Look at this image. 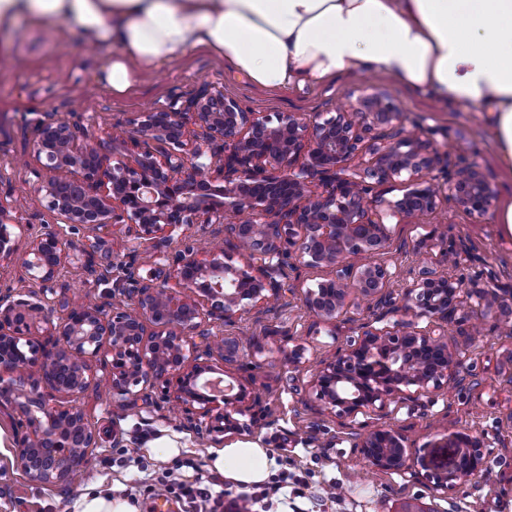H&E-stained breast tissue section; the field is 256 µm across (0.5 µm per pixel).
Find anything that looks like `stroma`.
I'll use <instances>...</instances> for the list:
<instances>
[{
	"label": "stroma",
	"mask_w": 512,
	"mask_h": 512,
	"mask_svg": "<svg viewBox=\"0 0 512 512\" xmlns=\"http://www.w3.org/2000/svg\"><path fill=\"white\" fill-rule=\"evenodd\" d=\"M110 54V49L86 46L71 25L24 21L11 36L8 53L0 55V195L27 201L26 211L7 212L0 220L59 233L66 243L71 294L89 295L106 308L129 302L128 293L118 289L126 272L162 283L176 253L202 239L221 240L223 233L216 224H191L179 228L173 241L147 242L128 225L112 224L101 232V247L87 253L91 232L62 223L34 192L32 171L38 162L33 140L40 122L80 121L88 142L108 154L113 134L130 128L141 113L205 85L223 89L272 119L290 112L326 119L363 82L348 76L301 90L269 91L238 76L224 59L196 51L153 69L115 96L94 79ZM373 84L401 109L400 120L383 128L385 138L403 131L431 134L440 151L481 166L498 195H512V175L499 168L491 130L479 113L436 107L391 80L377 78ZM386 225L391 245L384 260L392 273L393 296L411 282L420 260L441 261L448 246L457 273L478 287L495 289L512 308V234L495 215L478 219L442 206L419 219L387 218ZM323 278L322 272L302 266L286 268L273 308L236 315L223 330L243 346L223 379L253 388L257 401L250 411V438L269 449L273 473L287 472L289 483L298 484L295 512H405L409 506L423 512H512V335L498 329L499 314L475 302L460 304L448 324L461 361L456 380L413 395L397 415H360L345 425L312 408L310 376L320 361L356 338L358 325L370 320L371 311L365 305L352 307L333 322L314 316L302 293ZM80 405L100 434L95 459L90 468L74 471L67 483L53 486L24 475L17 458L21 417L10 407L0 408V512H79L78 502L89 487L129 500L138 512H192L179 493L149 492L172 468L187 483L203 477L212 495L228 501L239 495V488L210 469L208 451L191 424L158 394L122 406L104 389H91ZM380 426L400 428L411 450L436 467L447 466L452 458L448 434L468 433L483 442L485 463L460 490L432 495L427 481L407 471L376 470L354 448L355 433ZM160 437L177 446L173 459H159L149 449V441Z\"/></svg>",
	"instance_id": "stroma-1"
}]
</instances>
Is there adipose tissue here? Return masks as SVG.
Segmentation results:
<instances>
[{"instance_id": "obj_1", "label": "adipose tissue", "mask_w": 512, "mask_h": 512, "mask_svg": "<svg viewBox=\"0 0 512 512\" xmlns=\"http://www.w3.org/2000/svg\"><path fill=\"white\" fill-rule=\"evenodd\" d=\"M22 20L67 23L88 46L113 48L97 81L116 94L200 49L270 90L339 74L389 78L483 113L512 172V0H0V34ZM209 464L254 486L274 461L249 443L213 452Z\"/></svg>"}]
</instances>
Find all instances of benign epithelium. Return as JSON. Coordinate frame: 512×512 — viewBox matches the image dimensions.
<instances>
[{"label": "benign epithelium", "instance_id": "1", "mask_svg": "<svg viewBox=\"0 0 512 512\" xmlns=\"http://www.w3.org/2000/svg\"><path fill=\"white\" fill-rule=\"evenodd\" d=\"M399 116L392 98L364 87L334 117L288 113L273 125L204 86L142 113L112 140L110 157L81 142L78 123H39L34 150L41 169L34 176L46 207L63 223L94 231L132 224L138 238L154 241L171 239L184 224L233 222L229 249L207 246L179 255L171 281L136 280L134 307L109 310L67 295L62 239L26 225L30 242L22 264L37 290L0 298V403L24 418L18 457L28 478L57 485L70 479L75 456L92 463L98 435L79 401L102 380L119 403L137 387L161 391L162 399L197 418L203 439L248 432L238 416L249 410L252 389L240 383L215 395L217 384L202 380L214 371L210 346L202 350L188 337L206 340L210 325L271 308L287 258L327 271L323 284L333 287L303 292L304 305L317 317L332 321L362 303L384 309L313 376L320 410L339 418L397 413L412 392L451 380L459 364L448 339L455 303L464 295L497 306L498 298L486 288L464 287L451 269L425 265L394 301L387 292L390 272L377 261L390 242L385 217L418 218L444 203L485 217L497 194L478 165L442 158L429 136L365 143V133ZM434 169L444 175L439 186L424 176ZM404 173L405 193L384 203L377 186ZM22 208L18 198L0 200V259L17 251L3 216ZM233 251L243 258L239 266L232 264ZM398 312L412 320L383 324ZM41 321L54 336L49 348L31 339ZM238 351L236 337L220 338L224 362L234 361ZM100 357L106 373L99 377L92 362ZM447 446L454 449L451 462L431 471L424 459L412 458L396 428H376L355 444L375 469H410L442 494L458 490L484 463L480 441L467 433L448 435Z\"/></svg>", "mask_w": 512, "mask_h": 512}]
</instances>
